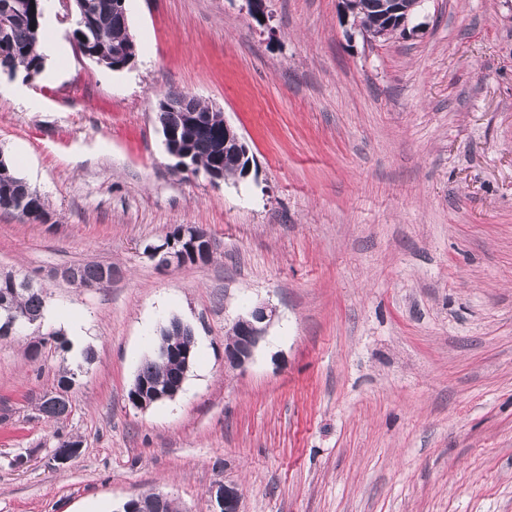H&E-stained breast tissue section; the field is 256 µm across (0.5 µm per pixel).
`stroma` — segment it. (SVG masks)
<instances>
[{"label": "stroma", "instance_id": "obj_1", "mask_svg": "<svg viewBox=\"0 0 512 512\" xmlns=\"http://www.w3.org/2000/svg\"><path fill=\"white\" fill-rule=\"evenodd\" d=\"M128 0L136 56H81L62 0V69L0 73V156L45 224L0 210V274L48 292V334L81 321L88 357L0 342V512H120L166 494L209 512H512V0H425L412 35L371 40L340 0ZM172 91L223 112L251 172L174 173L156 120ZM203 229L208 263L149 248ZM103 264L85 289L63 268ZM276 310L253 359L234 320ZM196 357L181 392L128 397L171 318ZM67 419L38 411L62 368ZM82 442L65 467L59 437ZM25 466H15L17 456ZM240 491L235 484H219L210 493L211 512H238Z\"/></svg>", "mask_w": 512, "mask_h": 512}]
</instances>
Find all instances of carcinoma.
Wrapping results in <instances>:
<instances>
[{
    "instance_id": "cac0c4a2",
    "label": "carcinoma",
    "mask_w": 512,
    "mask_h": 512,
    "mask_svg": "<svg viewBox=\"0 0 512 512\" xmlns=\"http://www.w3.org/2000/svg\"><path fill=\"white\" fill-rule=\"evenodd\" d=\"M28 7L18 16L10 20L8 28L9 39L7 49H0V72L13 75L23 70L25 76L43 72L44 55L42 53L43 27L38 14L35 0H30ZM96 14L91 19V36L96 45L107 51L120 49L123 56L133 58L135 44L126 37L128 22L112 12V0H94ZM356 16L366 31H374L381 38L395 34L396 28H388L378 22L380 0H353ZM196 108L207 116V120L189 127L178 112L166 115V124L178 130L181 138L188 142L192 152L194 173H208L214 166L224 168L225 179H236L242 176L239 155L232 147L224 145V115L215 112L207 104L197 101ZM6 173H0V203L7 201L6 195L11 194L22 199V204L13 208L20 217L38 222L46 214L40 194L28 183L17 176L10 165H6ZM112 266L87 264L78 266L80 281L101 288L112 283L110 276ZM47 309V294L45 289L35 285H27L25 281L14 274L0 275V339L19 336L25 329L15 327L9 329L12 321L19 323L28 319H44ZM54 343L62 350L68 349V342L59 332H52L39 341L28 345V353L36 357L40 349L47 343ZM177 348L190 354L195 359L194 333L190 326L183 329L175 327L171 321L160 330V342L156 352L161 353L171 348ZM139 375L148 381L177 383L181 380L183 369L181 363L170 359L151 356L144 359L138 368ZM72 411V401L60 396H53L39 405V412L50 422H59ZM138 512H178L173 501L166 500L161 505H155L142 497L139 501Z\"/></svg>"
}]
</instances>
